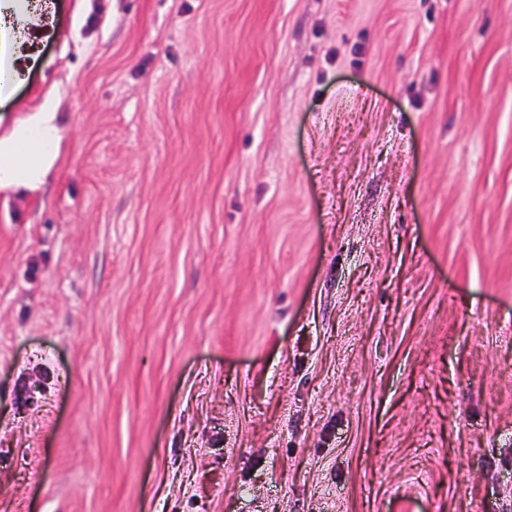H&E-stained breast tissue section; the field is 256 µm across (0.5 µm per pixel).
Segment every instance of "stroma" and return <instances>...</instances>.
Returning a JSON list of instances; mask_svg holds the SVG:
<instances>
[{
	"instance_id": "35a3bbf8",
	"label": "stroma",
	"mask_w": 512,
	"mask_h": 512,
	"mask_svg": "<svg viewBox=\"0 0 512 512\" xmlns=\"http://www.w3.org/2000/svg\"><path fill=\"white\" fill-rule=\"evenodd\" d=\"M50 2L0 512H512V0Z\"/></svg>"
}]
</instances>
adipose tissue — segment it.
Listing matches in <instances>:
<instances>
[{
    "label": "adipose tissue",
    "instance_id": "1",
    "mask_svg": "<svg viewBox=\"0 0 512 512\" xmlns=\"http://www.w3.org/2000/svg\"><path fill=\"white\" fill-rule=\"evenodd\" d=\"M47 5L34 0H0V52L9 70L19 74L37 58L41 28L26 30L28 17L48 14ZM60 102L47 97L40 111L0 135V191L24 193L37 190L61 158Z\"/></svg>",
    "mask_w": 512,
    "mask_h": 512
}]
</instances>
